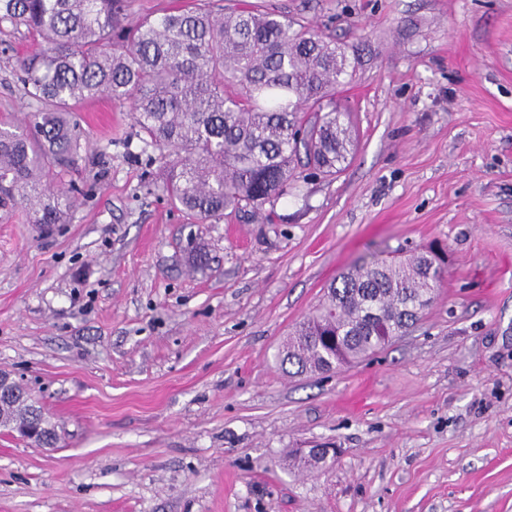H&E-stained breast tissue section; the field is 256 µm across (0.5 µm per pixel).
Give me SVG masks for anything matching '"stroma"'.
Returning a JSON list of instances; mask_svg holds the SVG:
<instances>
[{
    "label": "stroma",
    "mask_w": 512,
    "mask_h": 512,
    "mask_svg": "<svg viewBox=\"0 0 512 512\" xmlns=\"http://www.w3.org/2000/svg\"><path fill=\"white\" fill-rule=\"evenodd\" d=\"M336 34L357 149L273 216L203 224L157 187L128 107L75 117L65 223H0V369L56 425L0 428V512H512V0H223ZM0 31V119L34 107ZM205 245L206 269L188 261ZM443 248L385 349L293 377L276 355L348 267ZM335 448L324 471L294 448Z\"/></svg>",
    "instance_id": "obj_1"
}]
</instances>
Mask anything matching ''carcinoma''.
<instances>
[{"mask_svg": "<svg viewBox=\"0 0 512 512\" xmlns=\"http://www.w3.org/2000/svg\"><path fill=\"white\" fill-rule=\"evenodd\" d=\"M123 11V0H0V30L23 26L38 42L19 63L36 112L22 125L0 122L1 221L22 206L43 229L65 223L74 190L49 191L46 170L79 153L73 112L102 97L130 105L160 153L162 192L202 222L273 208L305 178L302 168L331 177L351 159L356 135L334 96L352 62L335 38L250 5L196 4L127 25ZM441 280L425 252L355 265L288 336L280 366L323 372L332 348L336 367L358 361L387 335L371 307L410 327L420 318L412 309L431 306ZM30 423L40 445L57 443L44 409L14 385L0 401V427Z\"/></svg>", "mask_w": 512, "mask_h": 512, "instance_id": "carcinoma-1", "label": "carcinoma"}]
</instances>
